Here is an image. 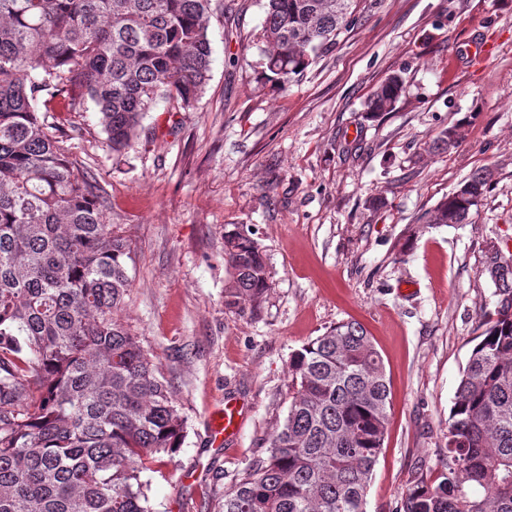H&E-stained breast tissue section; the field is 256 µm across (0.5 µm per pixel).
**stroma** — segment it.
Here are the masks:
<instances>
[{
    "label": "stroma",
    "mask_w": 512,
    "mask_h": 512,
    "mask_svg": "<svg viewBox=\"0 0 512 512\" xmlns=\"http://www.w3.org/2000/svg\"><path fill=\"white\" fill-rule=\"evenodd\" d=\"M265 16V0H213L201 98L186 112L158 102L123 157L93 104L37 113L106 193L135 259L122 318L186 420L174 460L144 474L152 512H221L288 414L291 355L351 320L390 390L364 509L401 512L447 452L461 371L494 310L485 252L512 251V0H359L354 25L285 89L264 73ZM393 73L395 111L368 117ZM457 124L459 145L436 151ZM484 167L496 182L469 223H427ZM228 225L266 256L260 303L224 302ZM229 399L244 411L225 444L211 426Z\"/></svg>",
    "instance_id": "obj_1"
}]
</instances>
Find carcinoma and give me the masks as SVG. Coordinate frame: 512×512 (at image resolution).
Segmentation results:
<instances>
[{
    "label": "carcinoma",
    "mask_w": 512,
    "mask_h": 512,
    "mask_svg": "<svg viewBox=\"0 0 512 512\" xmlns=\"http://www.w3.org/2000/svg\"><path fill=\"white\" fill-rule=\"evenodd\" d=\"M213 0H0V512H151L143 473L171 462L186 424L120 313L130 245L97 181L37 116L40 94L91 101L112 152L163 98L189 110L211 70ZM353 0H268L265 68L286 87L355 21ZM387 77L366 102L392 112ZM463 137L441 132L439 149ZM494 170L474 171L427 217L467 224ZM226 305L269 287L258 242L224 232ZM464 367L448 455L403 512H512V268ZM288 414L223 512H364L387 434L389 388L370 336L338 324L292 354Z\"/></svg>",
    "instance_id": "cac0c4a2"
}]
</instances>
